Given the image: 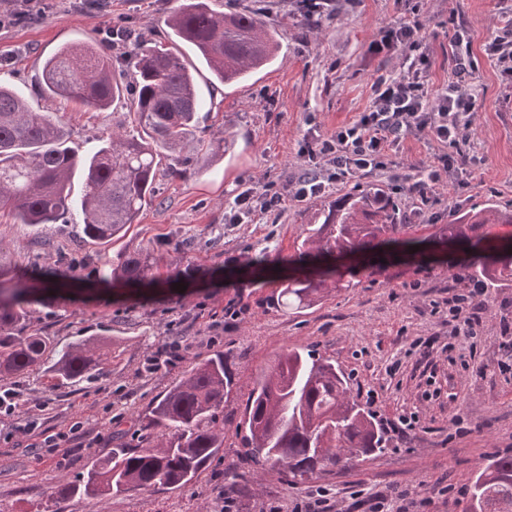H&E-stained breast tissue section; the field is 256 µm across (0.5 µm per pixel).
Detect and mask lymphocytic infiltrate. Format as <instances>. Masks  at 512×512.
Returning a JSON list of instances; mask_svg holds the SVG:
<instances>
[{"label": "lymphocytic infiltrate", "instance_id": "obj_1", "mask_svg": "<svg viewBox=\"0 0 512 512\" xmlns=\"http://www.w3.org/2000/svg\"><path fill=\"white\" fill-rule=\"evenodd\" d=\"M393 4L398 19L382 31L374 49L400 52V71L375 78L371 104L354 122L337 127L327 137H305L300 155L315 164L314 172L294 180L264 182L258 191H242L225 210V223L255 224L288 202L323 194L344 178L391 170L396 165L394 153L413 132L436 146L413 183V192L427 202L435 189L448 183L468 187L462 172L469 161L457 149L469 141L474 124L476 95L469 77L476 60L463 47V33H455L452 77L440 88L430 86L432 58L421 36L425 21L410 0H393ZM483 294L480 288H464L452 298L448 309L452 336H476L486 311Z\"/></svg>", "mask_w": 512, "mask_h": 512}]
</instances>
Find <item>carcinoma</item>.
Segmentation results:
<instances>
[{
  "label": "carcinoma",
  "mask_w": 512,
  "mask_h": 512,
  "mask_svg": "<svg viewBox=\"0 0 512 512\" xmlns=\"http://www.w3.org/2000/svg\"><path fill=\"white\" fill-rule=\"evenodd\" d=\"M166 26L172 45L138 42L132 54L133 81H117L121 62L99 42L63 45L42 67L40 93L105 110L116 99L130 100L132 126L100 140L81 156L68 145L54 112H36L14 89L0 84V212L18 224H53L82 216L83 233L109 242L135 222L154 197L161 151L175 154L168 172L180 178L202 151L224 152V138L193 141L200 97L176 42L192 45L215 80H247L271 64L280 35L258 11L227 14L215 0H181ZM83 173V192L71 193V176ZM321 222L308 229L288 263L305 265L321 255H383L414 224L385 186H357L322 205ZM512 224V205L490 201L481 209L457 211L443 228L444 239L470 249L466 280L492 286L512 284V241L494 235L489 224ZM151 254H121L98 269L97 282L157 280ZM346 273L332 264L313 275L300 271L283 287V305L308 304L329 285L348 288ZM41 301L16 267L0 263V378L49 374L78 383L93 369V345L82 338L59 347L37 332L24 334L29 307ZM233 386L229 357L216 354L176 381L147 408V425L171 432L157 448L112 449L90 468L73 494L102 498L134 485L178 488L191 482L217 450L224 433L214 426L215 410ZM251 456L292 479L306 482L329 466L383 450L374 419L350 397L348 382L331 362L298 349L278 355L255 381L243 414ZM466 512H512V455L497 456L475 475Z\"/></svg>",
  "instance_id": "carcinoma-1"
}]
</instances>
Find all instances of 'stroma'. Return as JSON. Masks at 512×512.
Listing matches in <instances>:
<instances>
[{
    "instance_id": "1",
    "label": "stroma",
    "mask_w": 512,
    "mask_h": 512,
    "mask_svg": "<svg viewBox=\"0 0 512 512\" xmlns=\"http://www.w3.org/2000/svg\"><path fill=\"white\" fill-rule=\"evenodd\" d=\"M180 0H37L36 19L0 30V57L11 59L4 80L34 109L55 112L69 144L84 153L131 118L124 101L88 111L60 98L39 97L41 67L61 45L81 44L119 24L150 40L166 37L167 15ZM224 11L258 10L280 33L278 62L251 80L226 86L197 79L207 115L198 137L225 138L223 158L203 173L172 179L158 175L156 203L146 206L124 236L112 242L85 239L82 218L44 227L15 223L0 214V260L18 266L24 279L40 281L66 260L82 263L86 287L60 302L34 306L32 329L65 345L99 341L107 358L91 380L61 384L43 374L0 381L19 405V422H35L28 434L0 437V512H219L224 497L241 512L257 498L292 508L309 490L324 487L353 505L360 492L392 487L427 500L426 512H464L470 480L493 457L512 454V366L504 365L502 327L512 324V288H487V315L478 336L449 334L447 302L464 273L456 254L362 270L348 288L325 290L311 306L285 311L280 280L260 284L239 274L259 252L276 261L294 254L322 200L373 181L392 186L390 174L348 177L320 198L290 202L261 224H228L224 207L242 190L305 172L298 155L309 129L329 135L371 104V84L399 71V54L372 52L371 44L395 19L393 0H337L336 15L310 33L300 26L293 0H221ZM426 20L424 43L433 58L431 80L447 82L453 68L449 42L454 27L467 31L478 58L471 82L478 91L470 152L478 158L465 195L441 188L437 202L422 205L409 190L396 193L401 208L423 207L408 240L435 243L455 209L493 199L512 202V89L483 57L484 44L506 23L499 0H416ZM147 251L160 268L192 267L185 291H132L92 285L97 268L120 252ZM239 317L224 314L228 302ZM177 341V368L145 373L147 358ZM300 349L331 360L350 377V393L378 427L404 413L418 422L405 438L387 436L383 451L346 467L328 468L314 480L289 481L282 470L251 459L241 426L248 396L276 355ZM229 355L234 385L219 408L224 446L188 484L170 489L132 487L98 500L63 494L82 481L88 466L118 447L148 448L163 436L144 414L180 377L208 357ZM67 433L59 448L45 437ZM449 485L437 493V484Z\"/></svg>"
}]
</instances>
